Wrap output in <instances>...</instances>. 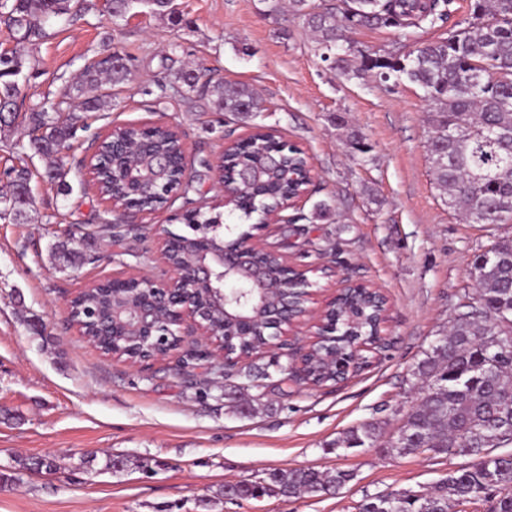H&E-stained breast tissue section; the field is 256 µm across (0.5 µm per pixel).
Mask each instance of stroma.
<instances>
[{
  "label": "stroma",
  "instance_id": "1",
  "mask_svg": "<svg viewBox=\"0 0 512 512\" xmlns=\"http://www.w3.org/2000/svg\"><path fill=\"white\" fill-rule=\"evenodd\" d=\"M173 8L115 18L105 0H91L35 47L0 26V52L26 59L22 112L0 129V195L10 190L5 170L25 166L32 200L27 222L0 220V410L10 413L0 419V474L10 477L0 512H358L367 494L430 489L468 458L400 457L387 442L415 397L414 368L473 290L476 257L512 240V224H471L449 209L427 149L434 114L416 86L341 78L301 22L285 9L270 12L268 0H174ZM109 52L128 69L111 89V110L91 117L58 155L23 154L24 110L59 99ZM199 67L249 85L263 112L244 121L209 100L161 91L163 69ZM129 123L176 126L195 169L258 124L309 155L315 177L268 240L305 270L311 307L323 306L343 277L380 288L389 301L387 355L368 353L354 377L313 388L285 381L287 359L273 352L220 376L181 370L173 357L138 368L87 343L67 321L68 299L99 279L160 273L158 234L186 231L173 219L178 200L128 214L120 244L103 232L113 214L91 189L85 162L95 135ZM354 130L367 153L352 149ZM54 164L68 191L46 180ZM322 203L330 210L320 216ZM71 234L82 240L81 257L53 249ZM254 368L271 371L259 392L245 379ZM365 422L379 424V447L338 448ZM89 453L96 459L86 470L80 460ZM41 456L54 458L55 470H17V460ZM116 456L124 467L115 473L105 462ZM298 467L355 478L321 497L222 494L228 482Z\"/></svg>",
  "mask_w": 512,
  "mask_h": 512
}]
</instances>
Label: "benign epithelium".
<instances>
[{
	"instance_id": "benign-epithelium-1",
	"label": "benign epithelium",
	"mask_w": 512,
	"mask_h": 512,
	"mask_svg": "<svg viewBox=\"0 0 512 512\" xmlns=\"http://www.w3.org/2000/svg\"><path fill=\"white\" fill-rule=\"evenodd\" d=\"M102 139L94 140L91 155L85 167L91 182L98 180L100 169H105L112 184H122L132 193L143 195L153 192L155 181L150 178H134L130 162L112 159L104 166L93 163ZM217 184L224 205L235 204L237 181L250 182L260 175L243 169L239 175H229L224 170V156H219ZM306 190L297 194L275 209L265 212L254 228L263 230L281 220L280 213L302 197ZM221 222H211L194 239L192 259L176 264L169 258L172 236L165 233L161 238L160 255L163 263L162 276L138 274L112 278V296L120 303L112 307V335L124 336L136 346L155 350L146 361H134L141 367L168 357H178L185 370L194 369L201 360H211L210 367L227 369L239 360L234 346L220 340L222 336H249L254 326L261 324L276 330L274 336H282L278 342L268 341L263 351L288 347V365L285 371L298 382L312 385L302 373L303 356L311 346L323 339L322 309L307 307L300 313L291 306L278 303V295L291 291L307 279L291 276L275 281L269 279L266 266L257 262L256 253L269 248L260 235L243 232L228 243L219 232ZM198 336L196 346L180 350L182 332Z\"/></svg>"
}]
</instances>
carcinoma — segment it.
<instances>
[{
  "label": "carcinoma",
  "mask_w": 512,
  "mask_h": 512,
  "mask_svg": "<svg viewBox=\"0 0 512 512\" xmlns=\"http://www.w3.org/2000/svg\"><path fill=\"white\" fill-rule=\"evenodd\" d=\"M83 0H0V24L31 46L50 36L49 27L66 22L84 9ZM452 0H341V4L315 5L312 0H289L292 15L314 33L323 60L346 79L374 78L411 83L423 92L436 112L429 136L430 159L436 183L448 194V207L462 211L472 224L512 222V0H473L470 18L463 27L448 30L447 36L423 42L418 31L446 23ZM135 7L154 14L170 11V0H112V13L122 17ZM358 28H391L410 47L405 53H383L362 48L349 33ZM23 56H0V97L12 111H18L19 76ZM127 68L112 60H99L83 72L80 107L67 109L68 96L60 102L29 109L26 120L32 136L28 148L35 154L52 157L63 149L76 131L84 127L83 114L111 108L109 96L100 92L103 82L112 85L126 79ZM161 91L191 92L200 98L212 97L218 110L243 118L261 110L256 92L245 84L205 77L199 69L179 70L163 76ZM243 141L238 152L225 163L237 171L252 164L266 172L261 189L248 195L253 215L277 205L288 193V170L303 164L297 149L284 148L282 140L266 133ZM123 145L142 147L143 161L156 156L177 158L179 138L168 126L148 131L133 125L116 136ZM10 194L0 197V219L15 222L28 219L29 182L27 168L13 169ZM472 275L480 285L476 301L462 305L448 334L438 337L417 363L414 375L427 382L406 413L405 436L391 451L398 456L424 452L448 457L467 456L468 467L450 471L428 493L397 489L365 497L360 512H450L464 503L485 501L487 512H512V455H493L486 436L499 433L498 443H512V332L502 330L512 322V243L502 241L479 255ZM82 332L105 354L127 346L121 336L104 334L99 319L112 307V291L88 287L74 300ZM379 298L354 293L331 312L342 324L351 316H361L360 332H372ZM268 332L235 336L239 348L256 349ZM350 337L333 344L324 342L307 361L306 371L319 386L335 381L336 371L349 363ZM496 366H483L485 357ZM379 440V426L363 423L348 430L340 446L372 448ZM354 479L345 470H318L312 467L273 470L261 486L243 480L232 486L230 495L249 499L262 492L294 498L334 494Z\"/></svg>",
  "instance_id": "1"
}]
</instances>
